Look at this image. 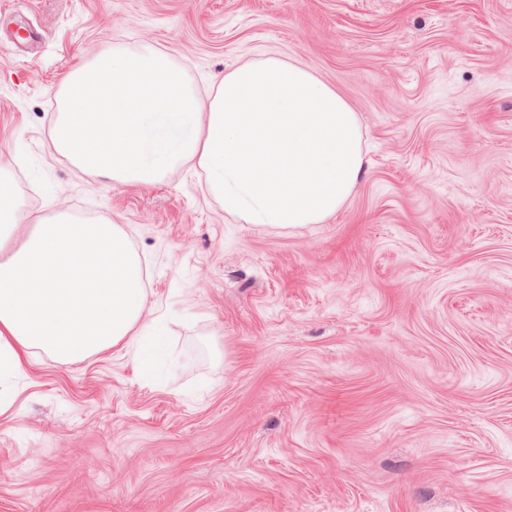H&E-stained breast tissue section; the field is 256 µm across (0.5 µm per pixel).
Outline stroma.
Masks as SVG:
<instances>
[{"label":"stroma","mask_w":512,"mask_h":512,"mask_svg":"<svg viewBox=\"0 0 512 512\" xmlns=\"http://www.w3.org/2000/svg\"><path fill=\"white\" fill-rule=\"evenodd\" d=\"M166 51L200 97L299 63L357 112L367 174L269 232L187 164L150 186L49 137L64 77ZM0 175L34 217L121 226L166 317L5 384L0 512H512V0H0Z\"/></svg>","instance_id":"35a3bbf8"}]
</instances>
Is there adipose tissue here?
Segmentation results:
<instances>
[{
    "mask_svg": "<svg viewBox=\"0 0 512 512\" xmlns=\"http://www.w3.org/2000/svg\"><path fill=\"white\" fill-rule=\"evenodd\" d=\"M80 171L148 186L191 163L226 215L272 231L339 211L366 170L356 112L300 64L269 55L225 74L200 98L160 49L99 54L62 84L51 130ZM18 201L0 178V378L24 375L34 351L62 364L120 346L150 374L161 319L146 321L145 268L105 218H34L22 243Z\"/></svg>",
    "mask_w": 512,
    "mask_h": 512,
    "instance_id": "obj_1",
    "label": "adipose tissue"
}]
</instances>
